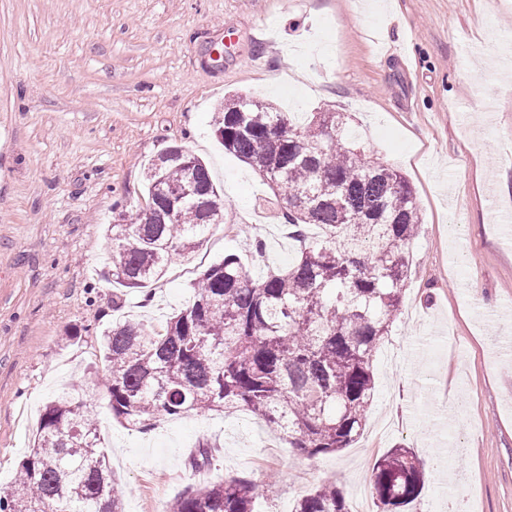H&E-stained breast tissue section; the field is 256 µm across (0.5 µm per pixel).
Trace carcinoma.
I'll return each mask as SVG.
<instances>
[{
	"mask_svg": "<svg viewBox=\"0 0 512 512\" xmlns=\"http://www.w3.org/2000/svg\"><path fill=\"white\" fill-rule=\"evenodd\" d=\"M213 125L224 150L269 178L298 258L254 279L226 254L200 274L163 330L126 320L104 331L112 418L147 430L191 412L243 407L311 458L338 452L361 436L373 402V357L401 305L409 245L422 224L416 197L399 170L364 151L343 112L301 121L235 94ZM145 180L146 206L118 213L108 227L112 282L123 288L160 280L224 223L208 169L183 147L161 153ZM169 191L181 199L173 219ZM369 484L381 512H403L424 476L411 449L392 448ZM274 493L234 476L188 487L163 512H255L256 497ZM0 512H122L98 422L83 403L58 395L46 404L18 478L0 486ZM293 512L350 510L336 484L323 482Z\"/></svg>",
	"mask_w": 512,
	"mask_h": 512,
	"instance_id": "1",
	"label": "carcinoma"
}]
</instances>
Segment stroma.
Returning <instances> with one entry per match:
<instances>
[{"mask_svg": "<svg viewBox=\"0 0 512 512\" xmlns=\"http://www.w3.org/2000/svg\"><path fill=\"white\" fill-rule=\"evenodd\" d=\"M507 63L512 0H0V483L66 388L98 417L124 512L241 473L278 485L255 512H292L325 481L349 500L398 446L425 472L408 512H448L457 483L471 512H512V248L497 222L512 206ZM230 92L349 113L422 213L364 432L336 454L307 457L244 409L130 430L98 383V336L113 322L161 331L224 254L256 278L297 255L272 189L215 136ZM174 144L206 163L224 221L158 283L112 284L107 226L145 207V170ZM202 443L213 460L195 469Z\"/></svg>", "mask_w": 512, "mask_h": 512, "instance_id": "35a3bbf8", "label": "stroma"}]
</instances>
